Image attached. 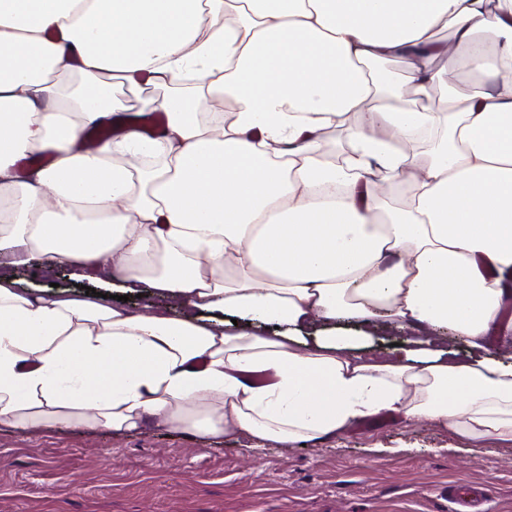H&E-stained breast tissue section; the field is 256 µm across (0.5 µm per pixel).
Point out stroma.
I'll return each mask as SVG.
<instances>
[{
    "instance_id": "1",
    "label": "stroma",
    "mask_w": 512,
    "mask_h": 512,
    "mask_svg": "<svg viewBox=\"0 0 512 512\" xmlns=\"http://www.w3.org/2000/svg\"><path fill=\"white\" fill-rule=\"evenodd\" d=\"M22 291L75 295L62 264L14 269ZM355 353L391 356L407 337L387 318L344 322ZM229 432L152 423L135 432L0 426V512H448V487L480 483L512 512V444L473 447L429 421L383 413L320 442L255 453Z\"/></svg>"
}]
</instances>
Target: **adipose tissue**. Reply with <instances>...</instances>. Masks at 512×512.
Masks as SVG:
<instances>
[{"instance_id":"adipose-tissue-1","label":"adipose tissue","mask_w":512,"mask_h":512,"mask_svg":"<svg viewBox=\"0 0 512 512\" xmlns=\"http://www.w3.org/2000/svg\"><path fill=\"white\" fill-rule=\"evenodd\" d=\"M188 69L200 97L180 90ZM444 69L472 82L440 111L426 99ZM142 73L170 88L165 134L77 150L124 111L113 80ZM204 103L231 122L200 119ZM351 113L356 165L320 159ZM438 129L426 161L401 146ZM378 168L410 182L401 206ZM35 258L198 314L35 296L0 274V425L152 420L261 449L388 412L512 442V363L485 344L512 336V0H0V266ZM379 315L414 347L381 360L347 336L299 339L316 317ZM431 329L471 354L445 359Z\"/></svg>"}]
</instances>
